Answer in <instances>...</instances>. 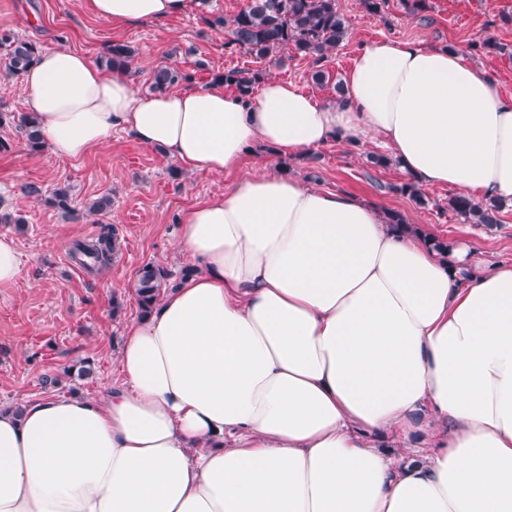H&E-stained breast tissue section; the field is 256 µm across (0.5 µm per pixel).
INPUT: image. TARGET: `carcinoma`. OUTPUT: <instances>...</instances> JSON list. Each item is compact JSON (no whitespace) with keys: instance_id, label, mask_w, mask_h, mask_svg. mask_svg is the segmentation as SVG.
Segmentation results:
<instances>
[{"instance_id":"carcinoma-1","label":"carcinoma","mask_w":512,"mask_h":512,"mask_svg":"<svg viewBox=\"0 0 512 512\" xmlns=\"http://www.w3.org/2000/svg\"><path fill=\"white\" fill-rule=\"evenodd\" d=\"M217 26L228 29L227 45L243 50L257 59L270 63H281L283 54L292 51L312 60L318 65L347 37L345 19L338 11L336 0H250L234 17L218 16ZM0 43L9 47L0 72L6 77H18L33 63L41 52L38 43L19 39L9 30L0 32ZM134 50L127 44L114 43L109 47L103 63L108 69L130 70ZM261 70L249 72L231 69L214 76L224 84L235 88L242 96L253 94L255 85L264 79ZM193 75L168 66L154 70L150 88L162 92L178 82H191ZM17 131L25 144L33 151H39L44 143L37 125L22 113L13 119ZM73 198L67 187L58 188L48 203L69 216L75 213ZM450 209L464 218H471L476 224H498L500 204L491 201L479 203L464 195L449 199ZM75 254L83 256L82 264L105 265L116 252L115 237L104 230L96 240L78 243ZM176 286L173 273L155 265H145L139 275L138 306L141 315H146L158 302L161 290Z\"/></svg>"}]
</instances>
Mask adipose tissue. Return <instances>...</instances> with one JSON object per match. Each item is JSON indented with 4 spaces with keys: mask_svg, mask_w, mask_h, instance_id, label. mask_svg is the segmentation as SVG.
<instances>
[{
    "mask_svg": "<svg viewBox=\"0 0 512 512\" xmlns=\"http://www.w3.org/2000/svg\"><path fill=\"white\" fill-rule=\"evenodd\" d=\"M120 26L199 0H88ZM45 146L121 130L184 170L380 140L420 185L512 201V96L463 54L369 43L324 101L277 78L141 93L69 48L22 74ZM255 170L179 217L192 273L129 324L102 397L0 407V512H512V265ZM419 438L424 459L383 450Z\"/></svg>",
    "mask_w": 512,
    "mask_h": 512,
    "instance_id": "1",
    "label": "adipose tissue"
}]
</instances>
